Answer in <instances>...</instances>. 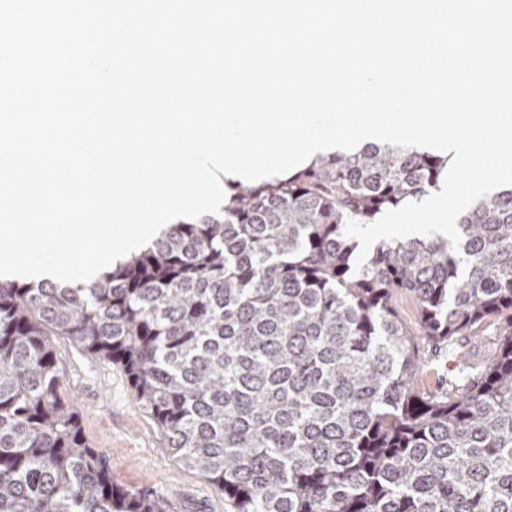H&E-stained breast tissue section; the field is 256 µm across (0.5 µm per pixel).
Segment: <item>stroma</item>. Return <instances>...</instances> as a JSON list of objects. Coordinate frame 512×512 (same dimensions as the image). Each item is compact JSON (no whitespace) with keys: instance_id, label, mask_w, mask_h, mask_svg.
Returning a JSON list of instances; mask_svg holds the SVG:
<instances>
[{"instance_id":"stroma-1","label":"stroma","mask_w":512,"mask_h":512,"mask_svg":"<svg viewBox=\"0 0 512 512\" xmlns=\"http://www.w3.org/2000/svg\"><path fill=\"white\" fill-rule=\"evenodd\" d=\"M55 346L62 387L77 401L87 442L109 456L115 486L157 492L170 512H228L223 493L176 461L121 366L62 337Z\"/></svg>"}]
</instances>
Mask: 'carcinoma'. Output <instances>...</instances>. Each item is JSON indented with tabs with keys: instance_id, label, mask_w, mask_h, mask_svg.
<instances>
[{
	"instance_id": "carcinoma-1",
	"label": "carcinoma",
	"mask_w": 512,
	"mask_h": 512,
	"mask_svg": "<svg viewBox=\"0 0 512 512\" xmlns=\"http://www.w3.org/2000/svg\"><path fill=\"white\" fill-rule=\"evenodd\" d=\"M448 159L368 144L236 186L87 285L0 283V512H168L112 485L81 435L53 337L121 365L173 456L232 512H512V186L442 237L383 242L354 271L346 220L438 189ZM423 335L453 363L418 387ZM498 322L475 362L457 337Z\"/></svg>"
}]
</instances>
